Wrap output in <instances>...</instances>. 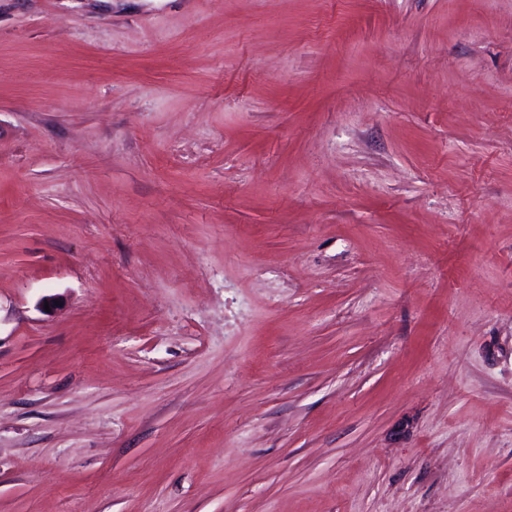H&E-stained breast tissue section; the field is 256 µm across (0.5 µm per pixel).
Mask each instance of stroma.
<instances>
[{
	"mask_svg": "<svg viewBox=\"0 0 512 512\" xmlns=\"http://www.w3.org/2000/svg\"><path fill=\"white\" fill-rule=\"evenodd\" d=\"M0 512H512V0H0Z\"/></svg>",
	"mask_w": 512,
	"mask_h": 512,
	"instance_id": "1",
	"label": "stroma"
}]
</instances>
